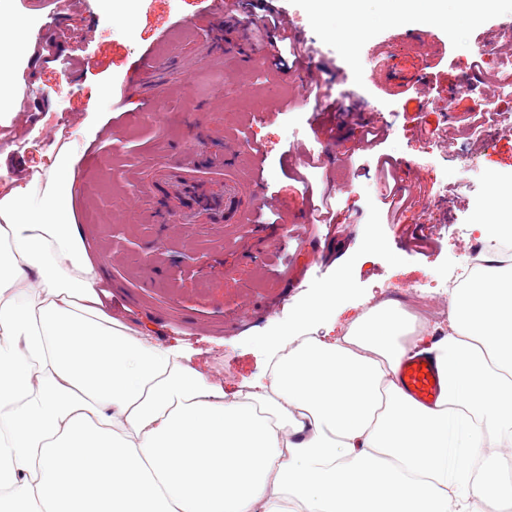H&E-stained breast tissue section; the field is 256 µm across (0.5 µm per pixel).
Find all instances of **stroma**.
<instances>
[{"instance_id": "1", "label": "stroma", "mask_w": 512, "mask_h": 512, "mask_svg": "<svg viewBox=\"0 0 512 512\" xmlns=\"http://www.w3.org/2000/svg\"><path fill=\"white\" fill-rule=\"evenodd\" d=\"M243 2L248 68L220 53L232 29L213 22L210 0H10L14 18L36 7L57 20L41 45L52 65L30 76L37 94L24 105L26 124L0 133V151L29 164L71 142L80 155L74 216L104 264L109 314L199 352L210 381L229 392L263 377L259 341L297 324L306 336L341 334L350 316L392 300L434 326L430 303L447 302L441 287L463 260L457 232L512 180V135L489 126L486 148L468 135L492 105L493 61L477 49L512 21V0L477 9L457 0L450 20L434 23L402 0H356L357 36L335 0ZM271 12L295 34L269 43ZM411 31L430 33L429 44L404 41ZM388 38L386 59L406 79L394 92L373 79L369 55ZM294 46L310 71L264 66ZM325 90L346 109L331 134L317 118ZM492 106L512 113V99ZM375 121L387 132L365 144ZM227 140L245 148L241 173L261 174L259 225L153 223L158 196L146 170ZM382 155L397 163L392 177ZM390 182L407 197L394 220ZM335 287L344 313L305 317Z\"/></svg>"}]
</instances>
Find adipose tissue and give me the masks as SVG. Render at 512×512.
Masks as SVG:
<instances>
[{"label": "adipose tissue", "instance_id": "1", "mask_svg": "<svg viewBox=\"0 0 512 512\" xmlns=\"http://www.w3.org/2000/svg\"><path fill=\"white\" fill-rule=\"evenodd\" d=\"M34 56L0 9V111ZM79 158L0 191V512H502L512 506V255L480 257L448 334L394 301L302 337L227 399L178 346L108 314L73 219ZM433 355L435 406L398 386Z\"/></svg>", "mask_w": 512, "mask_h": 512}]
</instances>
